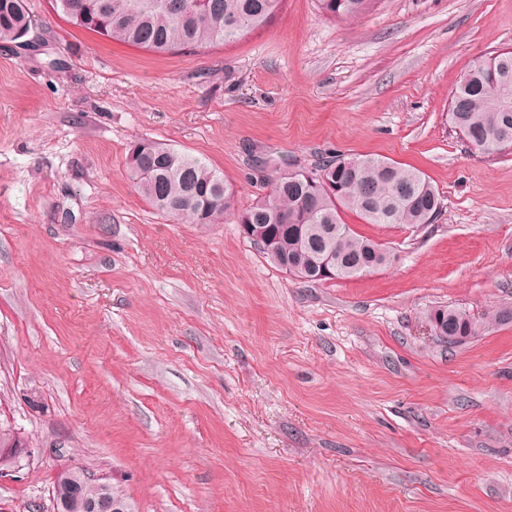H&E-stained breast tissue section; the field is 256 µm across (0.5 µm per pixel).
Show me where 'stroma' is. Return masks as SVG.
Instances as JSON below:
<instances>
[{
  "label": "stroma",
  "instance_id": "stroma-1",
  "mask_svg": "<svg viewBox=\"0 0 512 512\" xmlns=\"http://www.w3.org/2000/svg\"><path fill=\"white\" fill-rule=\"evenodd\" d=\"M0 42V413L31 454L0 512H53L59 470L136 512H512V322L451 346L427 313L512 308V153L448 101L512 50V0H371L354 21L282 0L270 25L176 55L26 0ZM148 138L250 206L276 171L375 154L422 171L431 223L352 229L391 264L309 283L220 224L176 223L127 170ZM36 28L24 0H0V41L16 42Z\"/></svg>",
  "mask_w": 512,
  "mask_h": 512
}]
</instances>
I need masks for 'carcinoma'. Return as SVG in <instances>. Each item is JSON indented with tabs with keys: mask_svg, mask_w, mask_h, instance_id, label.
I'll use <instances>...</instances> for the list:
<instances>
[{
	"mask_svg": "<svg viewBox=\"0 0 512 512\" xmlns=\"http://www.w3.org/2000/svg\"><path fill=\"white\" fill-rule=\"evenodd\" d=\"M334 19H355L370 0H319ZM281 0H51L53 11L69 25L157 54L205 49L266 27ZM36 28L25 0H0V41L15 42ZM452 126L474 149L498 152V140H512V51L472 61L448 106ZM135 190L177 222L221 224L234 210V190L202 159L150 139L137 142L128 157ZM441 198L419 170L382 156L326 160L307 179L285 169L269 179L268 192L237 212L239 224L276 226V250L264 253L277 265L293 267L307 282H322L313 263L330 255L336 278L345 280L388 265L390 255L374 240L347 227L349 210L367 224H429ZM437 336L450 345L479 336L486 322L464 320V312L440 306L428 313ZM82 496H123L112 482L103 484L75 467Z\"/></svg>",
	"mask_w": 512,
	"mask_h": 512,
	"instance_id": "obj_1",
	"label": "carcinoma"
}]
</instances>
